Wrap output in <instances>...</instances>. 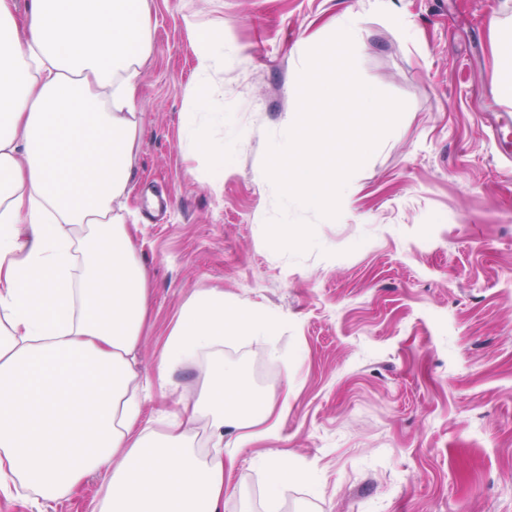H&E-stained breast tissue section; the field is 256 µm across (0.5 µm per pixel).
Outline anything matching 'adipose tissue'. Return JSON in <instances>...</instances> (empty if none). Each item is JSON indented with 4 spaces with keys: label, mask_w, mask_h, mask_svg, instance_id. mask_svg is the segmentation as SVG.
<instances>
[{
    "label": "adipose tissue",
    "mask_w": 512,
    "mask_h": 512,
    "mask_svg": "<svg viewBox=\"0 0 512 512\" xmlns=\"http://www.w3.org/2000/svg\"><path fill=\"white\" fill-rule=\"evenodd\" d=\"M152 21V0H26L22 11L0 0V496L10 500L61 499L95 475L89 512H224L238 449L279 426L275 398L222 364L240 338L269 343L273 315L241 311L223 291L183 305L151 379L136 369L149 288L126 217ZM195 360L196 398L154 428L144 404Z\"/></svg>",
    "instance_id": "obj_1"
}]
</instances>
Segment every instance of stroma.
<instances>
[{
  "mask_svg": "<svg viewBox=\"0 0 512 512\" xmlns=\"http://www.w3.org/2000/svg\"><path fill=\"white\" fill-rule=\"evenodd\" d=\"M348 10L360 78L406 108L295 257L265 238L264 157L295 120L306 52ZM153 14L129 199L150 288L137 367L151 374L205 288L277 321L272 349H224L288 400L277 434L240 448L224 512H512V136L491 130L512 104L490 25L512 22V0H154ZM205 43L224 61L201 108L187 90ZM275 449L297 477L273 502L259 458Z\"/></svg>",
  "mask_w": 512,
  "mask_h": 512,
  "instance_id": "stroma-1",
  "label": "stroma"
}]
</instances>
